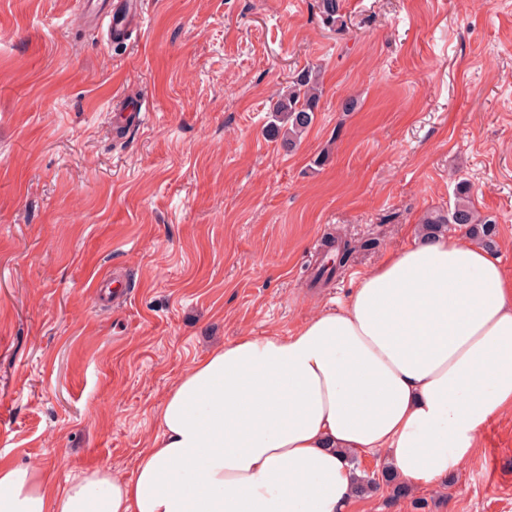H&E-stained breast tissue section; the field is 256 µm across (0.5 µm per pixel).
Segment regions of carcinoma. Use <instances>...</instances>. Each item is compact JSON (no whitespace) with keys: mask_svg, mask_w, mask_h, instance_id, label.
<instances>
[{"mask_svg":"<svg viewBox=\"0 0 512 512\" xmlns=\"http://www.w3.org/2000/svg\"><path fill=\"white\" fill-rule=\"evenodd\" d=\"M317 8L321 23L330 29L342 31L345 27L341 0H318ZM322 95L319 72L314 68L299 71L288 81L286 91L280 93L272 106V121L269 131L273 137H281V145L288 151L296 148L300 137L314 123ZM456 226L486 248L495 246L496 223L476 209L467 184L457 185L455 202L448 212H430L424 219L423 230L429 237L436 236ZM386 486L395 497L406 493L391 471L384 467L358 480L354 489L356 496H363Z\"/></svg>","mask_w":512,"mask_h":512,"instance_id":"obj_1","label":"carcinoma"}]
</instances>
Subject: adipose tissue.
Returning <instances> with one entry per match:
<instances>
[{
  "instance_id": "obj_1",
  "label": "adipose tissue",
  "mask_w": 512,
  "mask_h": 512,
  "mask_svg": "<svg viewBox=\"0 0 512 512\" xmlns=\"http://www.w3.org/2000/svg\"><path fill=\"white\" fill-rule=\"evenodd\" d=\"M507 413L512 280L481 245L416 236L293 333L195 360L132 477L94 466L55 491L1 463L0 512H348L351 456L438 489Z\"/></svg>"
}]
</instances>
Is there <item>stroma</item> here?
<instances>
[{"label": "stroma", "mask_w": 512, "mask_h": 512, "mask_svg": "<svg viewBox=\"0 0 512 512\" xmlns=\"http://www.w3.org/2000/svg\"><path fill=\"white\" fill-rule=\"evenodd\" d=\"M142 2L117 43L112 0H0V462L58 490L132 476L195 359L346 299L457 182L512 276V0H343L340 34L317 0ZM308 66L323 95L289 153L270 104ZM329 236L378 245L315 285ZM354 512H512V414L441 489Z\"/></svg>", "instance_id": "obj_1"}]
</instances>
